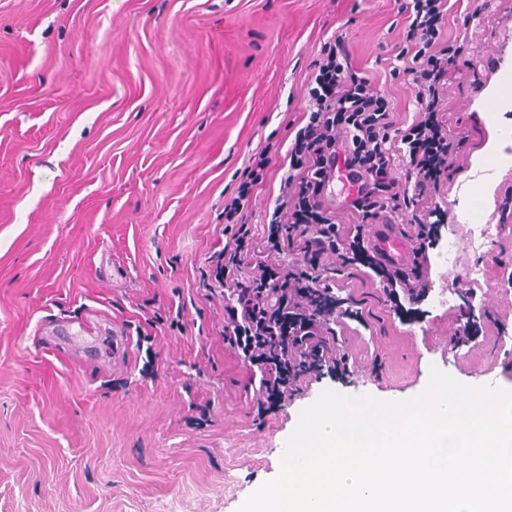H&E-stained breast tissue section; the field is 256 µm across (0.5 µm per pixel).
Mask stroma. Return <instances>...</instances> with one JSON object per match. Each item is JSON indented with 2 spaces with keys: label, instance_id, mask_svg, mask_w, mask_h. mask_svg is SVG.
I'll return each instance as SVG.
<instances>
[{
  "label": "stroma",
  "instance_id": "35a3bbf8",
  "mask_svg": "<svg viewBox=\"0 0 512 512\" xmlns=\"http://www.w3.org/2000/svg\"><path fill=\"white\" fill-rule=\"evenodd\" d=\"M450 4L462 52L442 107L461 144L429 255L452 301L396 310L363 266L339 268L354 315L332 347L348 368L264 413L205 285L224 207L256 153L290 142L332 34L411 124L413 88L389 73L405 44L392 0H0V512H237L324 390L407 399L436 367L512 391V159L475 162L512 126V105L487 112L512 70V0ZM477 179L478 247L455 221ZM157 312L182 330L151 327Z\"/></svg>",
  "mask_w": 512,
  "mask_h": 512
}]
</instances>
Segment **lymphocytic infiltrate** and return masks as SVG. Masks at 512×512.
<instances>
[{
    "label": "lymphocytic infiltrate",
    "mask_w": 512,
    "mask_h": 512,
    "mask_svg": "<svg viewBox=\"0 0 512 512\" xmlns=\"http://www.w3.org/2000/svg\"><path fill=\"white\" fill-rule=\"evenodd\" d=\"M407 24L406 44L393 73L411 75L418 120L401 134L404 150L390 146L393 123L387 98L357 76L342 38L324 44L310 78L309 112L288 146V169L262 231L246 211L272 158L255 157L233 202L224 210L226 242L214 279L224 289V342L257 366L267 401L277 400L300 376L321 369L328 350L325 318L340 302L326 278L324 257L363 264L359 228L407 211L419 243L431 235L440 211L433 200L455 152L437 104L458 70L457 47L448 43L443 19L448 0H394ZM405 164L403 183L392 176L395 159ZM345 171L355 195L346 205L357 226L346 229L325 197L326 185Z\"/></svg>",
    "instance_id": "obj_1"
}]
</instances>
